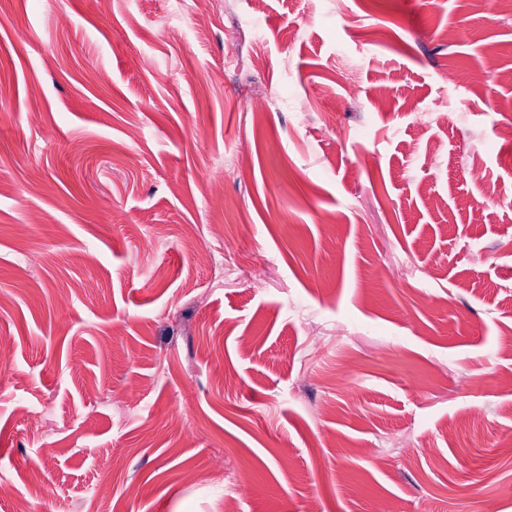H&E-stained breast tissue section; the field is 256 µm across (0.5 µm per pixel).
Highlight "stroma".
<instances>
[{"label": "stroma", "instance_id": "stroma-1", "mask_svg": "<svg viewBox=\"0 0 512 512\" xmlns=\"http://www.w3.org/2000/svg\"><path fill=\"white\" fill-rule=\"evenodd\" d=\"M511 73L512 0H0V512H512Z\"/></svg>", "mask_w": 512, "mask_h": 512}]
</instances>
